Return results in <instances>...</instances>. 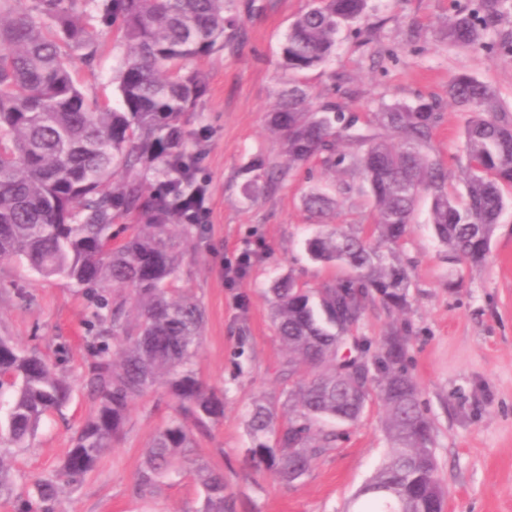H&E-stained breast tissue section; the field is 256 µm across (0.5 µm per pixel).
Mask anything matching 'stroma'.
<instances>
[{
	"mask_svg": "<svg viewBox=\"0 0 512 512\" xmlns=\"http://www.w3.org/2000/svg\"><path fill=\"white\" fill-rule=\"evenodd\" d=\"M478 0H369L364 17L338 37L330 60L297 74L312 107L336 104L363 133L380 128L382 105L439 100L440 118L428 152L441 160L448 186L464 185L463 132L468 113L448 99V86L467 74L488 84L512 110V0H504L489 38L494 50H463L446 37L448 19L471 14ZM312 0H234L229 13L233 40L192 62L205 91L187 115V144H201V173L209 185V223L189 241L175 286L205 310L196 357L200 377L225 391L224 416L195 448L174 464L156 492L140 497L136 473L156 432L175 414L158 387L130 409L124 431L96 467L64 488L54 512H198L194 470H223L237 499V512H353V499L390 446L383 412L369 403L299 484L287 487L269 473L245 474L241 451L249 447L246 421L255 397L276 399L274 372L284 351L272 320L274 281L293 275L309 288L340 277V268L312 261L303 242L316 229L302 203L313 185L340 177L352 186L331 225L372 222L363 178L332 175L312 162L291 172L275 189L246 198L251 164L284 163L268 114L289 75L280 47L291 22ZM126 45L106 36L93 62L76 61L74 78L92 99L116 105L115 66ZM428 197H420L415 221L396 252L411 267L410 304L402 314L370 305L353 338L378 349L391 326L408 329L407 363L421 406L434 428L438 478L451 512H512V204L503 211L488 262H448L428 222ZM251 250L245 275L230 281L224 269ZM94 308L80 288L64 278L44 279L15 262L0 264V335L40 352L72 384L61 412L41 421L28 448L12 454L11 491L0 512H43L36 495L41 480L59 471L91 410L82 386L89 359L87 323Z\"/></svg>",
	"mask_w": 512,
	"mask_h": 512,
	"instance_id": "35a3bbf8",
	"label": "stroma"
}]
</instances>
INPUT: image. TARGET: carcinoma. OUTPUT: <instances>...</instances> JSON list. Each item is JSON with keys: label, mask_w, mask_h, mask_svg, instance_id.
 I'll return each mask as SVG.
<instances>
[{"label": "carcinoma", "mask_w": 512, "mask_h": 512, "mask_svg": "<svg viewBox=\"0 0 512 512\" xmlns=\"http://www.w3.org/2000/svg\"><path fill=\"white\" fill-rule=\"evenodd\" d=\"M483 16L448 19V38L458 46L481 43V28L494 27L499 0H481ZM232 0H0V261L27 264L44 278L61 277L93 295L98 330L82 381L92 411L53 479L37 484L39 498L56 500L61 481L93 469L125 427L131 406L156 387L176 404V415L156 434L137 475L141 496L154 491L173 461L194 447L224 415V393L208 388L195 369L204 310L173 285L195 224L183 214L196 200L198 154L183 143L181 123L204 92L187 63L224 46L225 16ZM368 0H313L284 36L281 54L290 73L325 64L341 27L359 21ZM122 33L127 46L117 76L118 106L86 97L72 73L77 52L93 61L99 32L89 19ZM462 112L464 193L447 189L446 173L426 149L439 119L440 102L384 105L376 113L382 133L363 135L356 121L330 103L312 110L308 95L290 84L269 115L288 168L259 162L257 180L277 185L287 170L313 159L326 170L349 162L366 180L379 242L393 251L407 233L419 197L429 195L430 224L448 260L486 261L499 218L512 190V112L493 90L462 74L448 89ZM153 169L159 180L115 181L116 171ZM344 180L311 188L307 211L324 218L350 193ZM140 221L112 248L118 218ZM314 261L349 274L314 291L292 276L270 292L285 359L277 379L285 385L288 418L278 422L272 402H256L247 428L252 447L243 469L266 470L292 486L336 444L328 424L354 423L378 398L390 448L360 489L365 512H439L442 488L432 448V425L415 379L409 374V331H394L372 356H342L349 333L376 301L403 311L409 305L410 267L389 260L371 236L353 227L316 232L304 242ZM127 288L129 295L101 293ZM0 374L11 379L0 417V493L9 489L7 454L24 448L43 416L69 401L71 384L42 357L0 336ZM199 512H236L224 471L200 466Z\"/></svg>", "instance_id": "obj_1"}]
</instances>
